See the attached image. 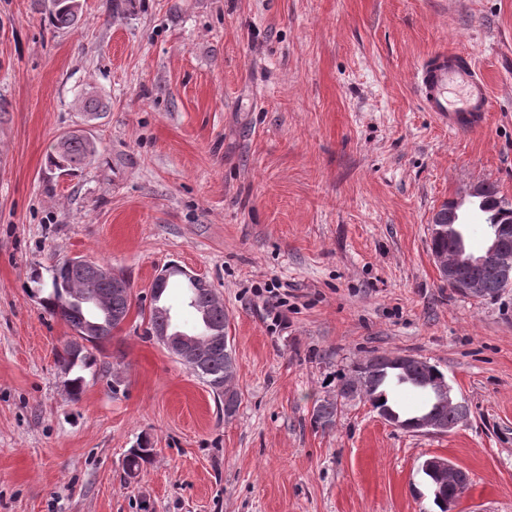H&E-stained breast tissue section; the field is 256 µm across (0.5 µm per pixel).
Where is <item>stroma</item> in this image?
Returning a JSON list of instances; mask_svg holds the SVG:
<instances>
[{"mask_svg":"<svg viewBox=\"0 0 512 512\" xmlns=\"http://www.w3.org/2000/svg\"><path fill=\"white\" fill-rule=\"evenodd\" d=\"M81 2L58 30L43 0H0V512H439L434 455L468 474L454 512H512V288L463 297L430 250L471 184L512 199V0ZM453 47L488 84L472 132L414 86ZM72 132L98 153L67 176L48 155ZM74 257L132 292L76 397L73 331L30 280ZM170 265L224 303L232 417L150 333ZM380 354L437 366L467 420L420 433L356 399L314 424ZM170 274V270H165L164 273L159 274L153 282L152 294H151V304L149 308V322L151 326L160 327L159 319L165 315L168 317L169 311L166 307L158 303V297L161 292H163L166 288L161 289L158 293H156L155 288H161L165 282L167 281ZM154 448L148 439L137 444V448H130L126 458L127 474L135 475L153 455Z\"/></svg>","mask_w":512,"mask_h":512,"instance_id":"obj_1","label":"stroma"}]
</instances>
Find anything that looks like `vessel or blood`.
Instances as JSON below:
<instances>
[{"mask_svg":"<svg viewBox=\"0 0 512 512\" xmlns=\"http://www.w3.org/2000/svg\"><path fill=\"white\" fill-rule=\"evenodd\" d=\"M415 82L424 109L449 131L484 125L490 105L487 83L465 50L438 51L424 58Z\"/></svg>","mask_w":512,"mask_h":512,"instance_id":"1","label":"vessel or blood"}]
</instances>
